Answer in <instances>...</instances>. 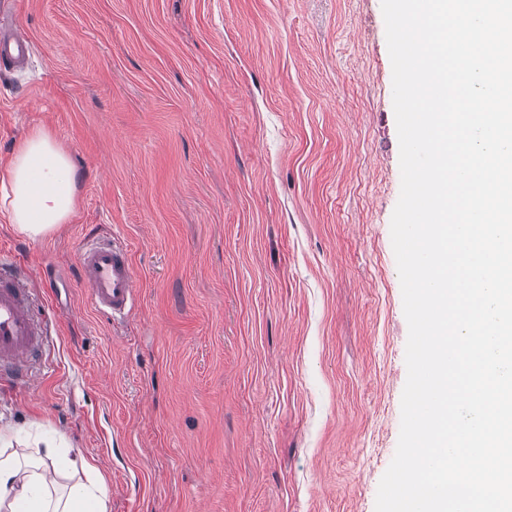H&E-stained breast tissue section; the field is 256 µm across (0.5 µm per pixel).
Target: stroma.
<instances>
[{"label": "stroma", "mask_w": 512, "mask_h": 512, "mask_svg": "<svg viewBox=\"0 0 512 512\" xmlns=\"http://www.w3.org/2000/svg\"><path fill=\"white\" fill-rule=\"evenodd\" d=\"M7 3L0 170L46 130L79 203L37 240L0 222L51 320L0 430L79 451L107 512H375L408 338L381 0ZM92 236L129 251L123 318L81 284Z\"/></svg>", "instance_id": "stroma-1"}]
</instances>
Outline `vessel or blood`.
<instances>
[{"instance_id": "obj_1", "label": "vessel or blood", "mask_w": 512, "mask_h": 512, "mask_svg": "<svg viewBox=\"0 0 512 512\" xmlns=\"http://www.w3.org/2000/svg\"><path fill=\"white\" fill-rule=\"evenodd\" d=\"M78 262L88 298L98 311L121 314L132 305L135 278L123 246L90 241L80 250ZM45 334L24 276L13 260L0 256V374L22 384L37 378Z\"/></svg>"}]
</instances>
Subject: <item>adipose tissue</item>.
<instances>
[{"label": "adipose tissue", "mask_w": 512, "mask_h": 512, "mask_svg": "<svg viewBox=\"0 0 512 512\" xmlns=\"http://www.w3.org/2000/svg\"><path fill=\"white\" fill-rule=\"evenodd\" d=\"M76 194V174L65 150L39 129L17 145L0 175V218L37 239L68 221ZM42 443L32 455L12 448L10 434L0 433V512H107L98 468L58 448L53 437H43ZM79 470L85 481L72 484L66 495H52L53 475Z\"/></svg>", "instance_id": "1"}]
</instances>
